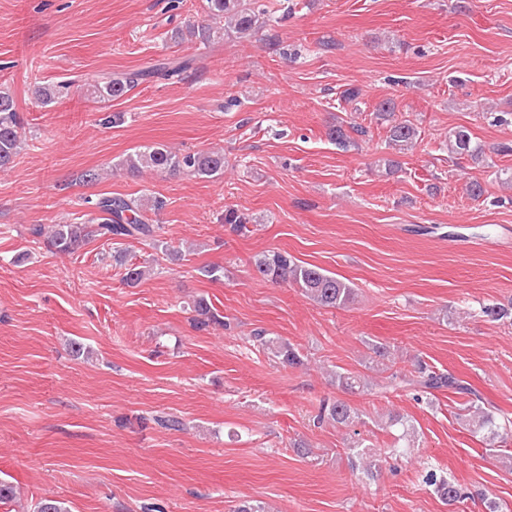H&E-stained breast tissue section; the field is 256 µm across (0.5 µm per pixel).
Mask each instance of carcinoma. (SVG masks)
<instances>
[{
    "label": "carcinoma",
    "mask_w": 512,
    "mask_h": 512,
    "mask_svg": "<svg viewBox=\"0 0 512 512\" xmlns=\"http://www.w3.org/2000/svg\"><path fill=\"white\" fill-rule=\"evenodd\" d=\"M211 23L198 29H188V34L207 45L219 35H238L246 38L267 26L270 21L265 5H251V0H207ZM146 76L142 71L103 76L93 84V94L103 100H112L124 96L139 84ZM396 105L386 100L377 107V115L391 121L389 127L390 143L403 150L412 145L418 136L417 128L407 120L394 119ZM20 117L13 96L0 89V169L9 167L18 154L20 145ZM453 153L467 156L472 160L482 157L481 145L472 141L470 134L459 129L448 137ZM124 165L131 172L142 168L180 172L186 171L200 177H213L224 170V154L218 152L199 154H177L158 147H145L129 155ZM148 206H160V202L150 198L125 199L105 197L95 204L99 216L89 219V223L58 224L50 235L51 246L60 253L71 254L81 248L92 237H133L148 238L153 236L154 227L145 224L141 211ZM258 273L275 283L292 282L304 295L317 305L325 308L343 307L354 299L351 286L326 273L318 266L297 264L288 255L272 252L257 257L254 261ZM418 379L412 384L421 392L448 388L457 394L469 397L463 406L468 425L475 432H482L494 443L512 438V421L502 424L479 404V398L464 382L450 374L436 372L423 364L417 365ZM357 419L351 408L336 401L322 406L318 421H332L343 426H350ZM354 458L358 461L361 473L373 479L377 476L381 463V452L362 443L351 447ZM425 483L434 487L436 494L443 501L453 505L465 498V492L455 483L428 471Z\"/></svg>",
    "instance_id": "cac0c4a2"
}]
</instances>
